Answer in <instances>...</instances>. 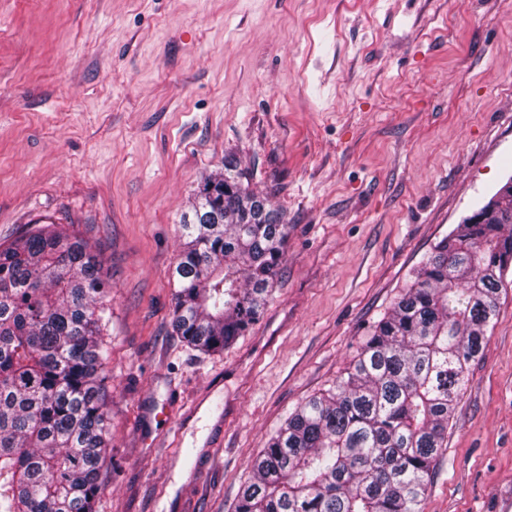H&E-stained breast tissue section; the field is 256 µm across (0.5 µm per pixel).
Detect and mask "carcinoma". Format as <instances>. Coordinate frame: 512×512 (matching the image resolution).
<instances>
[{
    "mask_svg": "<svg viewBox=\"0 0 512 512\" xmlns=\"http://www.w3.org/2000/svg\"><path fill=\"white\" fill-rule=\"evenodd\" d=\"M438 241L346 376L270 436L235 512H419L452 410L512 268V186ZM174 270L173 326L221 353L260 319L287 224L238 162L200 184ZM109 282L83 239L39 227L0 248V512H95L106 460Z\"/></svg>",
    "mask_w": 512,
    "mask_h": 512,
    "instance_id": "cac0c4a2",
    "label": "carcinoma"
}]
</instances>
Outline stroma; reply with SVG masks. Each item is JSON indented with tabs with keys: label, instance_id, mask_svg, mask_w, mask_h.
<instances>
[{
	"label": "stroma",
	"instance_id": "obj_1",
	"mask_svg": "<svg viewBox=\"0 0 512 512\" xmlns=\"http://www.w3.org/2000/svg\"><path fill=\"white\" fill-rule=\"evenodd\" d=\"M239 161L288 226L260 321L172 326L180 220ZM512 178V0H0V246L64 225L108 271L96 512H235L432 247ZM420 512L512 485V271Z\"/></svg>",
	"mask_w": 512,
	"mask_h": 512
}]
</instances>
